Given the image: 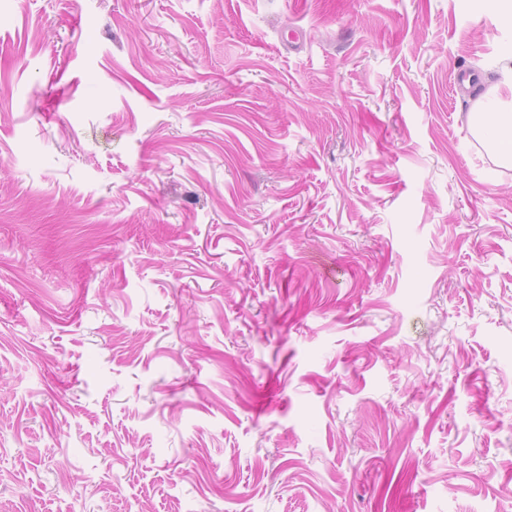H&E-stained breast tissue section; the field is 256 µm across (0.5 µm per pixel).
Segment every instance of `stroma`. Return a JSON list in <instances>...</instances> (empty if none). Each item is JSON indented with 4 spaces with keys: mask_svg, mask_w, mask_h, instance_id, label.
Returning a JSON list of instances; mask_svg holds the SVG:
<instances>
[{
    "mask_svg": "<svg viewBox=\"0 0 512 512\" xmlns=\"http://www.w3.org/2000/svg\"><path fill=\"white\" fill-rule=\"evenodd\" d=\"M509 67L479 0H0V512H512ZM477 120L484 129L494 133L493 142L498 151L511 158L512 156V110L480 109Z\"/></svg>",
    "mask_w": 512,
    "mask_h": 512,
    "instance_id": "stroma-1",
    "label": "stroma"
}]
</instances>
